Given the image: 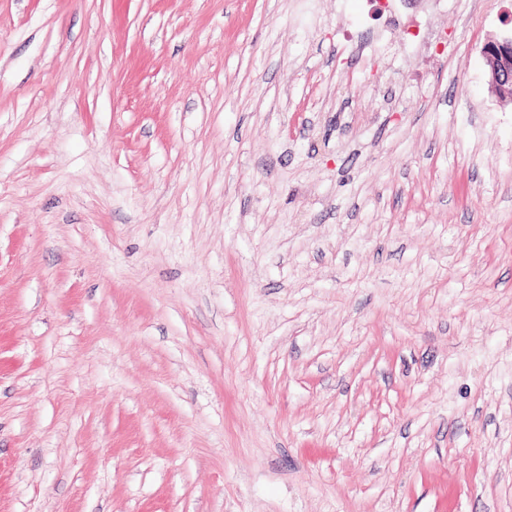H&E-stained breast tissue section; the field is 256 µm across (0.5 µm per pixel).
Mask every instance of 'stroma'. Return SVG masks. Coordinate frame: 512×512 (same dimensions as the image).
Segmentation results:
<instances>
[{
    "label": "stroma",
    "instance_id": "1",
    "mask_svg": "<svg viewBox=\"0 0 512 512\" xmlns=\"http://www.w3.org/2000/svg\"><path fill=\"white\" fill-rule=\"evenodd\" d=\"M512 0H0V512H512ZM483 55L489 72V82L503 101L512 105V40L504 38L488 41Z\"/></svg>",
    "mask_w": 512,
    "mask_h": 512
}]
</instances>
